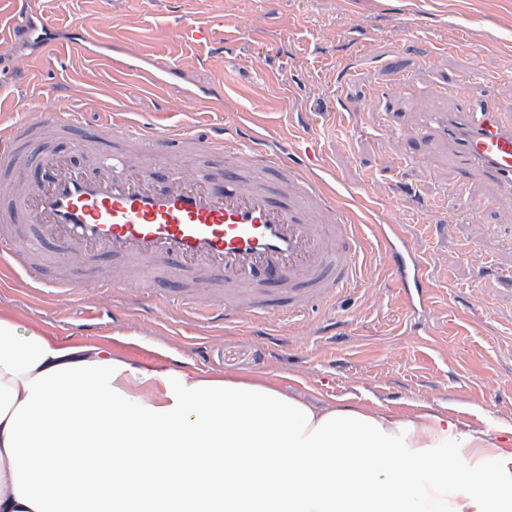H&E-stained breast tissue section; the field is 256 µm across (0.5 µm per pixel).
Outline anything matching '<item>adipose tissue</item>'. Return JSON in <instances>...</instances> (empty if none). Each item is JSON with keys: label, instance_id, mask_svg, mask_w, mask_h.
Here are the masks:
<instances>
[{"label": "adipose tissue", "instance_id": "ef3b65f1", "mask_svg": "<svg viewBox=\"0 0 512 512\" xmlns=\"http://www.w3.org/2000/svg\"><path fill=\"white\" fill-rule=\"evenodd\" d=\"M512 512V426L314 408L0 317V512Z\"/></svg>", "mask_w": 512, "mask_h": 512}]
</instances>
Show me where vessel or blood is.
<instances>
[{
	"label": "vessel or blood",
	"instance_id": "vessel-or-blood-1",
	"mask_svg": "<svg viewBox=\"0 0 512 512\" xmlns=\"http://www.w3.org/2000/svg\"><path fill=\"white\" fill-rule=\"evenodd\" d=\"M53 11L36 30L44 55L61 56L51 31ZM222 20H186L181 42L211 43ZM80 113L62 103L26 109L0 127V223L26 224L37 239L63 244L65 257L84 263L82 287L140 293L152 274L205 277L224 287L223 304L187 299L212 321L247 322L276 317L296 320L314 306L334 305L357 282L360 240L352 211L319 171L325 158L318 142L292 161L285 143L267 150L227 135L194 128L155 126L146 121H102L101 131L131 145V152L88 153L86 166L51 150L25 155L47 129L66 133L81 125ZM405 146L443 145L467 183L494 182L512 198V114L488 101H462L451 112H424L397 126ZM169 172L157 181L155 169ZM397 287L405 272L391 239L395 224L375 227ZM0 254L31 283L43 280L20 262L14 234H0ZM123 262L122 274L102 277L96 258Z\"/></svg>",
	"mask_w": 512,
	"mask_h": 512
}]
</instances>
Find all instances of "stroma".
<instances>
[{"label":"stroma","mask_w":512,"mask_h":512,"mask_svg":"<svg viewBox=\"0 0 512 512\" xmlns=\"http://www.w3.org/2000/svg\"><path fill=\"white\" fill-rule=\"evenodd\" d=\"M45 7L63 33L74 16L112 41L149 31L148 53L177 67L154 85L137 71L113 72L105 48L66 52L49 67L22 38L0 52V122L12 121L18 104L63 102L85 122L47 146L79 164L107 115L202 130L224 124L271 141L320 136L364 238L361 281L293 327L224 325L181 305L153 315L145 293L108 305L93 290L55 289L82 271L62 259L59 243L44 240L28 260L42 262L47 287L19 273L0 278L1 315L65 343L105 346L145 368L261 375L318 405L408 414L424 403L477 430L512 424V290L484 295L476 287L483 275L512 271V239L499 234L512 227V201H495L491 183H463L447 160H417L391 132L401 78L411 84L413 112L458 104L456 93L442 102L429 94L451 73L472 97L512 103V0H32L29 9ZM189 17L223 18L224 30L210 44L170 42L171 29ZM458 39L466 49L443 52ZM270 46L267 94L250 98L257 79L250 61ZM15 53L29 56V73L13 69ZM229 57L236 65L228 75ZM188 88L198 98L184 113L167 111ZM439 202L454 224L449 240L434 226ZM391 219L430 261L431 308L410 311L393 283L371 231Z\"/></svg>","instance_id":"obj_1"}]
</instances>
